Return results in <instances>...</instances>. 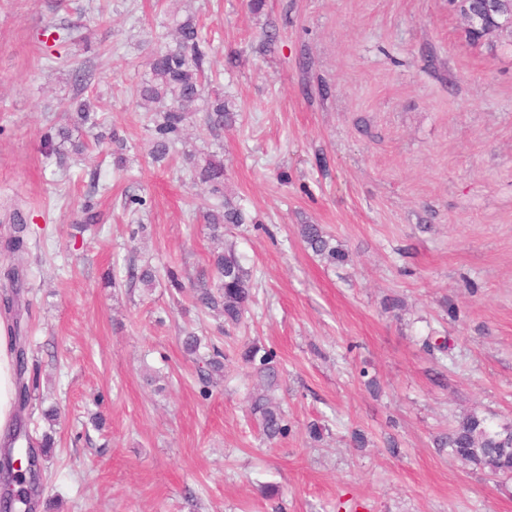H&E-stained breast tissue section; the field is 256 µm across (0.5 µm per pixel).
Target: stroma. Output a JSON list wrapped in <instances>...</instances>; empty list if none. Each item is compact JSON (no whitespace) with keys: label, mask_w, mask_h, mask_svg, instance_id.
I'll return each mask as SVG.
<instances>
[{"label":"stroma","mask_w":512,"mask_h":512,"mask_svg":"<svg viewBox=\"0 0 512 512\" xmlns=\"http://www.w3.org/2000/svg\"><path fill=\"white\" fill-rule=\"evenodd\" d=\"M52 2L0 0V230L27 226L11 262L28 429L57 442L49 512H512V474L435 444L469 413L512 425V45L466 43L448 0ZM189 16L237 120L214 139L191 117L158 165L133 90ZM50 18L90 50L61 61L36 38ZM77 95L125 140V170L83 128L66 168L46 149ZM189 153L223 159L246 217L224 239L253 301L226 333L163 278L195 277L213 249ZM87 203L97 222L79 233ZM303 224L346 261L308 250ZM146 266L155 288L137 279ZM189 331L208 340L193 355ZM248 340L281 370L270 395L289 432L272 442L250 412ZM215 345L224 375L207 385Z\"/></svg>","instance_id":"35a3bbf8"}]
</instances>
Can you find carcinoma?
Returning a JSON list of instances; mask_svg holds the SVG:
<instances>
[{"label":"carcinoma","instance_id":"carcinoma-1","mask_svg":"<svg viewBox=\"0 0 512 512\" xmlns=\"http://www.w3.org/2000/svg\"><path fill=\"white\" fill-rule=\"evenodd\" d=\"M176 33L174 45L147 60L146 76L134 90L136 97L145 105L170 100V105L159 109L151 118L155 135L153 161L156 163L169 158L173 144L181 136L190 115L195 112V103L203 95L204 84L211 83L208 76L211 48L201 38L197 24L189 18L177 25ZM60 111L76 115L79 125L92 128L100 125L96 113L90 111L85 103L63 104ZM236 117L237 113L225 107L224 93L216 91L202 121L205 130L217 136L224 126L233 124ZM188 161L194 168L195 178L207 185L218 200V204L203 212L202 219L208 226L210 238L221 245V250L212 253L210 275L193 287L194 297L202 307L222 316L224 324L237 326L242 322L251 301L252 283L234 247L224 243V227L244 223V213L224 194L223 160L210 155L200 161L191 155ZM299 235L314 254L334 262L345 261V254L332 246L320 225L302 224ZM12 348L16 360L17 415L12 429L0 442V457L4 462L0 470V509L3 512H33L40 506L44 492L43 476L30 477L29 488L16 492L13 485L23 481V478L13 476L11 462L25 453L40 462L52 452L55 440L52 435L45 434L35 448L17 447L19 441L29 439L23 410L30 406L32 395L25 383L28 371L26 350L16 328L13 329ZM240 358L256 372L263 387L269 389L276 384L278 369L274 350L251 342L244 345ZM224 359V352L212 346V355L206 361L204 370L200 371L201 379L208 383L213 374L223 371ZM250 411L258 419L267 439L275 440L287 435L288 424L280 406L267 394L257 393ZM438 446L450 448L462 462L486 469L492 474L512 473L511 426L496 430L485 418L470 413L461 418L448 435L439 439Z\"/></svg>","mask_w":512,"mask_h":512}]
</instances>
